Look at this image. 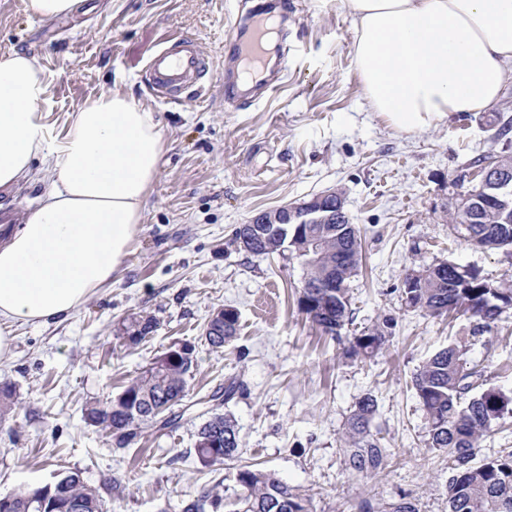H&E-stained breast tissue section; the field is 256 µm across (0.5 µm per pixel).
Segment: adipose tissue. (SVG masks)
<instances>
[{"mask_svg": "<svg viewBox=\"0 0 512 512\" xmlns=\"http://www.w3.org/2000/svg\"><path fill=\"white\" fill-rule=\"evenodd\" d=\"M354 69L373 111L414 133L498 100L512 73V0H345ZM47 75L22 51L0 54V187L42 163L53 179L0 242V359L12 328L70 316L111 284L130 252L164 137L152 110L115 90L51 136Z\"/></svg>", "mask_w": 512, "mask_h": 512, "instance_id": "obj_1", "label": "adipose tissue"}]
</instances>
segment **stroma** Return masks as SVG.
Segmentation results:
<instances>
[{"label": "stroma", "mask_w": 512, "mask_h": 512, "mask_svg": "<svg viewBox=\"0 0 512 512\" xmlns=\"http://www.w3.org/2000/svg\"><path fill=\"white\" fill-rule=\"evenodd\" d=\"M259 0H83L85 14L29 18L23 0H0V54L34 56L48 75L40 109L51 133L102 93L120 90L152 109L164 153L130 254L113 279L67 319L16 327L0 383L15 407L0 423V496L81 471L99 487L120 480L124 495L108 512H159L178 506L227 469L203 467L196 433L203 400L238 378L244 392L220 412L238 427L241 458L260 463L311 495L314 512H360L366 498L407 499L419 512H448V464L427 446V419L411 378L437 350L466 347L488 386L512 390V316L492 333L472 335L473 319H433L408 308L407 273L440 262L474 267L512 284V256L456 237L449 226L475 187L473 162L512 155V81L490 107L414 134L373 112L354 74L355 37L343 0H279L288 19V63L279 87L255 104L224 101V48L237 20ZM192 39L210 61L203 91L157 99L142 76L162 38ZM52 174L35 165L13 188H0V214L22 223ZM342 192L362 238L363 266L348 283L351 325L322 333L298 308L304 270L291 253L258 256L233 242L257 212L328 190ZM239 313L238 337L211 350V313ZM158 323L128 346V315ZM395 320L388 347L350 359L352 336L382 317ZM195 347L188 395L171 431L144 428L125 448L85 423L82 407L119 394L168 346ZM375 402L371 429L389 449L385 468L349 477L341 452L348 421L363 398Z\"/></svg>", "instance_id": "35a3bbf8"}]
</instances>
